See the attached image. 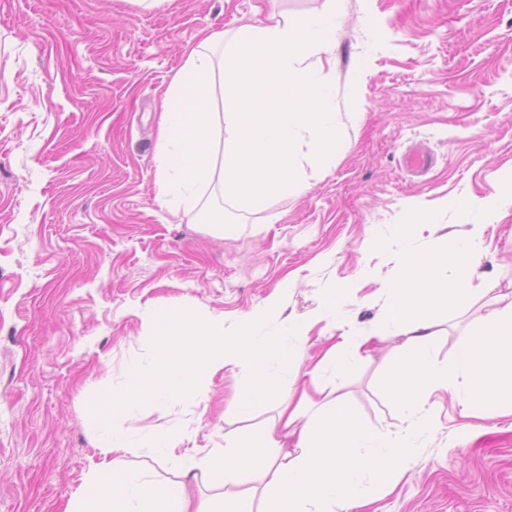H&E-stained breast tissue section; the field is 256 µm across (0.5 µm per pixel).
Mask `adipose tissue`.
I'll use <instances>...</instances> for the list:
<instances>
[{
  "label": "adipose tissue",
  "mask_w": 512,
  "mask_h": 512,
  "mask_svg": "<svg viewBox=\"0 0 512 512\" xmlns=\"http://www.w3.org/2000/svg\"><path fill=\"white\" fill-rule=\"evenodd\" d=\"M335 4L300 19L270 15L205 37L190 49L166 93L158 127L157 197L194 215L208 233L223 235L228 218L209 200L221 194L234 212L249 215L274 198L306 191L302 163L320 166L339 146L330 89L311 59L336 41ZM223 81L232 107L220 114L211 104ZM481 225L451 237L433 251L410 250L389 286L391 301L379 329L396 331L393 375L387 394L407 424L396 434L362 424L341 398L315 405L308 380L343 373L365 336L340 335L321 359L282 380L279 369L302 358L307 328L285 322L274 338L244 331L224 333L223 319L191 309L147 314L145 345L153 360L132 364L121 391L105 394L94 430L102 458L72 495L66 512H207L194 488L222 486L219 512H354L376 502L414 463L417 437L430 429L425 409L439 390H463L468 417L512 414V292L486 283L492 303L452 361H438L439 338L431 312L443 304L469 306L486 257ZM248 365L250 383L235 401V416L249 417L272 404L277 416L252 443L227 442L224 450L188 457L179 478L156 481L132 469L123 456H167L186 435L179 424L139 432L121 426L142 402L169 405L203 402L207 381L230 366Z\"/></svg>",
  "instance_id": "adipose-tissue-1"
}]
</instances>
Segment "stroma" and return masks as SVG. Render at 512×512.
Instances as JSON below:
<instances>
[{
    "label": "stroma",
    "mask_w": 512,
    "mask_h": 512,
    "mask_svg": "<svg viewBox=\"0 0 512 512\" xmlns=\"http://www.w3.org/2000/svg\"><path fill=\"white\" fill-rule=\"evenodd\" d=\"M325 5L0 0V512H66L99 458L95 399L150 360L145 311L193 308L229 336L257 314L265 336L302 322L314 356L340 332L370 337L336 392L364 425L395 433L405 418L383 382L399 340L374 334L401 255L481 224L485 280L512 285V208L482 207L512 178V0H340L324 73L347 150L325 169L303 165L305 194L272 199L221 238L157 200L160 105L187 48ZM419 141L438 157L422 182L400 166ZM336 289L337 321L317 320ZM485 311L481 297L435 311L439 359ZM250 378L232 366L205 403L139 404L128 426L178 421L188 436L165 459L126 464L171 478L183 458L260 432L273 407L229 414ZM431 404L438 426L418 436L417 464L378 512H512V415L464 421L444 391Z\"/></svg>",
    "instance_id": "obj_1"
}]
</instances>
